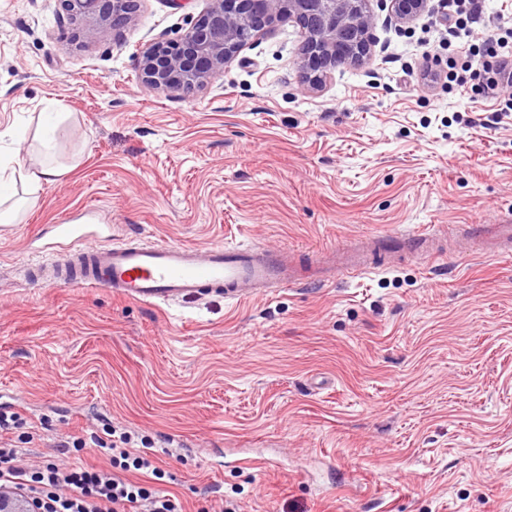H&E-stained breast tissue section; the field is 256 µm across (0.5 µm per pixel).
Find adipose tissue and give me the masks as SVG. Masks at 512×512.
<instances>
[{"instance_id": "obj_1", "label": "adipose tissue", "mask_w": 512, "mask_h": 512, "mask_svg": "<svg viewBox=\"0 0 512 512\" xmlns=\"http://www.w3.org/2000/svg\"><path fill=\"white\" fill-rule=\"evenodd\" d=\"M63 172L60 165L40 163L30 166L15 154L0 152V223H18L32 196Z\"/></svg>"}]
</instances>
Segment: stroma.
Here are the masks:
<instances>
[{
    "mask_svg": "<svg viewBox=\"0 0 512 512\" xmlns=\"http://www.w3.org/2000/svg\"><path fill=\"white\" fill-rule=\"evenodd\" d=\"M369 0L371 61L299 81L297 24L251 38L215 82L172 98L138 80L146 41L177 38L207 0H139L120 35L79 37L58 0H0V146L32 159L46 101L65 174L0 229V408L40 434L110 427L154 450L155 490L183 512H512V256L477 241L420 264L228 304L147 305L28 281L42 225L205 248L318 251L373 232L499 224L512 214V115L448 88L427 62L482 48L512 0H480L464 34ZM242 456L253 466L238 465Z\"/></svg>",
    "mask_w": 512,
    "mask_h": 512,
    "instance_id": "1",
    "label": "stroma"
}]
</instances>
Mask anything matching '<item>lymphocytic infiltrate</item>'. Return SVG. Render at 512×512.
Instances as JSON below:
<instances>
[{"instance_id":"1","label":"lymphocytic infiltrate","mask_w":512,"mask_h":512,"mask_svg":"<svg viewBox=\"0 0 512 512\" xmlns=\"http://www.w3.org/2000/svg\"><path fill=\"white\" fill-rule=\"evenodd\" d=\"M450 76L459 86L479 80L490 91L512 89V53L488 44L479 62L463 61ZM93 443L107 466L68 468L52 460L29 466L11 444L0 443V492L24 499L31 512H182L174 497L130 481L129 473L158 474L152 455L134 448L130 436L75 439L74 447Z\"/></svg>"}]
</instances>
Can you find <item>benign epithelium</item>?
Listing matches in <instances>:
<instances>
[{"label":"benign epithelium","mask_w":512,"mask_h":512,"mask_svg":"<svg viewBox=\"0 0 512 512\" xmlns=\"http://www.w3.org/2000/svg\"><path fill=\"white\" fill-rule=\"evenodd\" d=\"M67 17L95 40L120 33L137 20V0H59ZM428 0H390L392 14L413 21ZM265 27L290 20L303 38L302 78L317 85L339 66L355 64L373 51L375 18L366 0H209L194 25L172 41L146 42L137 55L138 78L147 87L179 97L199 91L224 73L247 44L250 20Z\"/></svg>","instance_id":"obj_1"}]
</instances>
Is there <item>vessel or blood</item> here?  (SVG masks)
<instances>
[{
	"label": "vessel or blood",
	"instance_id": "obj_1",
	"mask_svg": "<svg viewBox=\"0 0 512 512\" xmlns=\"http://www.w3.org/2000/svg\"><path fill=\"white\" fill-rule=\"evenodd\" d=\"M44 233L64 251L60 262L34 269L51 288L107 290L124 299L147 304H176L188 298L219 295L237 303L265 295L272 288L302 285V268L295 252L256 246L213 245L205 249L179 244H133L122 240L98 244L94 224H47ZM389 235L369 236L352 250H332L317 260L320 281L364 275L378 268L387 252ZM488 254L512 251V224H499L482 238Z\"/></svg>",
	"mask_w": 512,
	"mask_h": 512
}]
</instances>
